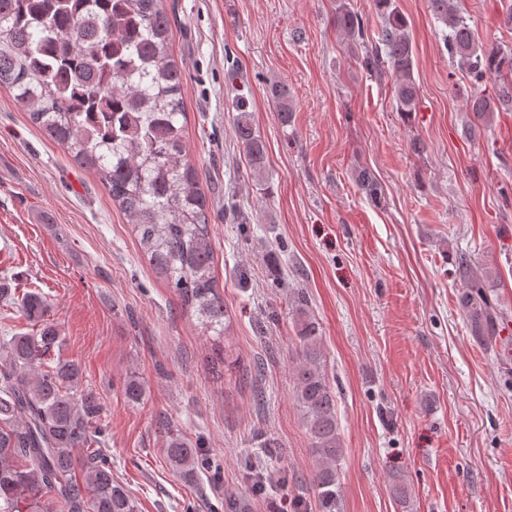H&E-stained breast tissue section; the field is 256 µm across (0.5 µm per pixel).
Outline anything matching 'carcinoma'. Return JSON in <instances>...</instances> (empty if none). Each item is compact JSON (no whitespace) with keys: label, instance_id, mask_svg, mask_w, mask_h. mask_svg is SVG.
<instances>
[{"label":"carcinoma","instance_id":"cac0c4a2","mask_svg":"<svg viewBox=\"0 0 512 512\" xmlns=\"http://www.w3.org/2000/svg\"><path fill=\"white\" fill-rule=\"evenodd\" d=\"M375 5L384 19L376 43L363 14L346 4L336 9V27L364 48L365 70L392 68L397 110L413 112L419 87L407 19L393 0ZM430 7L448 29L457 69L474 82L496 81V97L473 95L467 102L477 119L491 121L499 108L512 106V50L483 46L457 0H430ZM171 32L165 0H0V87L75 165L97 175L133 226L150 268L193 311L217 365L234 366L230 317L214 274L209 199L186 142L183 72L171 54ZM269 92L288 121V86L277 81ZM235 110L237 139L259 178L265 142L245 97ZM455 265L461 306L477 338L500 361L512 360L496 349L502 312L486 281L471 274L467 255ZM17 305L38 329L0 339V512H136L135 500L112 478L111 460L96 448L105 432L100 405L79 389L80 366L59 354L64 339L49 318L46 295L33 289ZM292 305L296 400L321 460L313 489L320 512H336L342 454L337 391L324 369L306 295L293 293ZM123 393L137 405L145 384L132 373ZM157 424L166 431L172 468L190 476L207 464L199 446L170 431L167 416Z\"/></svg>","mask_w":512,"mask_h":512}]
</instances>
